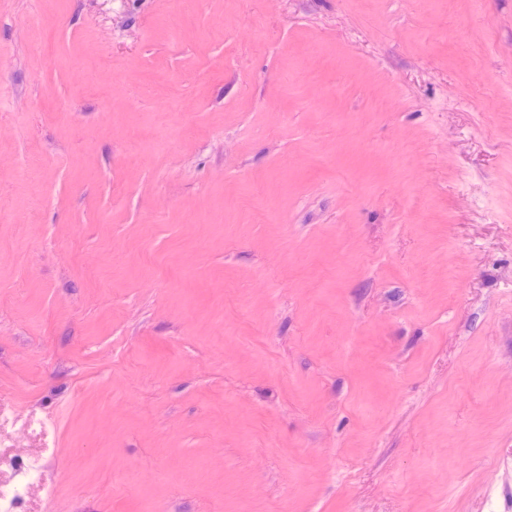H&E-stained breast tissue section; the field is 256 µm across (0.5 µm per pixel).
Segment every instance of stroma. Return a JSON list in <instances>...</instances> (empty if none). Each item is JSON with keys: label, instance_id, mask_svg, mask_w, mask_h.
Listing matches in <instances>:
<instances>
[{"label": "stroma", "instance_id": "stroma-1", "mask_svg": "<svg viewBox=\"0 0 512 512\" xmlns=\"http://www.w3.org/2000/svg\"><path fill=\"white\" fill-rule=\"evenodd\" d=\"M0 409L28 512H512V0H0ZM20 479L14 484H7L2 488L0 484V507L2 501L9 499L10 508L4 512H25L24 504L29 490L47 482V474L39 466L22 460L13 463Z\"/></svg>", "mask_w": 512, "mask_h": 512}]
</instances>
